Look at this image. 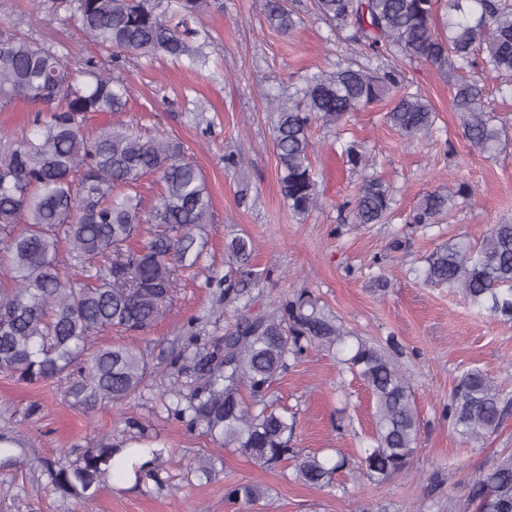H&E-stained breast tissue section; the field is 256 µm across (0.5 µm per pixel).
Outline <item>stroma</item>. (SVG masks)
<instances>
[{
    "mask_svg": "<svg viewBox=\"0 0 512 512\" xmlns=\"http://www.w3.org/2000/svg\"><path fill=\"white\" fill-rule=\"evenodd\" d=\"M260 2L208 0L206 66L193 67L185 58L130 57L120 72L128 90L125 111L88 122L89 135L106 124L134 123L147 136L183 142L212 199L208 245L193 275L164 303L155 326L96 337L99 345L137 346L153 363L152 376L122 411L73 407L62 379L26 385L0 374V433L20 438L29 461L18 471L0 472V512H441L450 503L454 512H473L470 479L512 454V320L478 313L459 291L419 277L436 247L479 242L490 225L512 219V145L494 157L472 151L461 136L447 77L429 64L408 63L406 84L438 114L432 136L409 140L394 131L385 118L387 99L350 113L340 126H314L310 154L319 205L293 214L280 192L274 115L266 97L287 91L307 74L332 69L345 46L318 18L313 0H290L298 26L289 34L268 22ZM0 27L55 45L73 70L91 52L67 14L48 2L37 10L32 0H0ZM345 141L361 146L374 159L375 173L393 188L385 223H350L342 208L364 178L342 156ZM232 152L242 154L241 169L225 166ZM462 181L473 194L458 199L447 219L424 228L408 223L421 194L452 190ZM237 236L253 242L261 279L252 294L261 306L304 293L352 335L396 343V359L420 415L409 470L379 484L346 470L332 487L314 489L295 480L292 466L261 467L168 415L170 388L186 380L188 364L175 356L187 337L207 349L234 320V307L224 303V262L225 245ZM396 239L403 249H391ZM472 368L501 383L509 403L500 427L475 446L464 443L442 416L449 391ZM269 400L294 414L291 445L300 452L339 453L354 461L370 443L373 399L358 378L342 370L335 349H309L274 382ZM138 426L174 450L164 485L138 489L133 477H111L89 503L52 491L40 458L103 438L118 444ZM202 455L221 463L208 481L190 471ZM236 483L258 485L266 495L250 505L230 504L224 490Z\"/></svg>",
    "mask_w": 512,
    "mask_h": 512,
    "instance_id": "1",
    "label": "stroma"
}]
</instances>
